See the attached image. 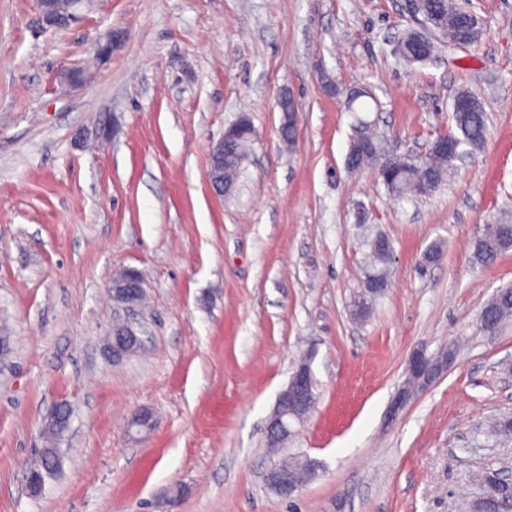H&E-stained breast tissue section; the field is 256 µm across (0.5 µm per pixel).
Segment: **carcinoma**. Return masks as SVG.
I'll return each instance as SVG.
<instances>
[{
	"instance_id": "carcinoma-1",
	"label": "carcinoma",
	"mask_w": 512,
	"mask_h": 512,
	"mask_svg": "<svg viewBox=\"0 0 512 512\" xmlns=\"http://www.w3.org/2000/svg\"><path fill=\"white\" fill-rule=\"evenodd\" d=\"M420 15L426 23L427 32L422 35L416 30L409 31L401 39L398 57L408 64H424L435 59L440 38L452 45L464 42L471 46L484 35V28L476 22L473 13L458 0H420ZM369 97L371 93L363 89L350 93L346 101L348 111H368L364 99ZM462 98L472 102V106L459 110L456 105H451V125L448 128V135L455 141L457 152L449 153L431 146L422 156L387 155L383 153L384 138L369 121L358 117L345 156L346 168L351 173L370 169L377 172L387 191L397 198L432 194L445 182L448 173L455 167L458 155L467 153L469 148L480 147L487 137V115L482 100L470 89H461L454 96L456 100ZM280 108L285 112L281 125L282 140L291 145L296 134L295 124L291 121L293 109L286 98L281 101ZM240 122L241 135L224 148L227 157L224 187L228 196L235 192L242 164L256 139L250 119L243 117ZM509 248H512V224H493L474 242V258L481 265H489ZM511 317L512 286L496 291L483 307L480 320L483 328L494 330ZM60 434L62 427L58 422L43 431V446L38 452L39 464L34 471L50 472L56 468L55 439ZM279 465L287 468L290 479L299 485L311 480L304 457H287Z\"/></svg>"
}]
</instances>
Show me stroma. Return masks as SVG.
Returning a JSON list of instances; mask_svg holds the SVG:
<instances>
[{"instance_id": "obj_1", "label": "stroma", "mask_w": 512, "mask_h": 512, "mask_svg": "<svg viewBox=\"0 0 512 512\" xmlns=\"http://www.w3.org/2000/svg\"><path fill=\"white\" fill-rule=\"evenodd\" d=\"M469 8L478 44L409 65L393 53L421 23L406 0H84L62 31L40 29L35 0H0V512H471L485 471L512 474V437L494 431L512 417V321L479 318L512 286V249L473 256L485 225L512 223V0ZM115 30L122 45L90 66ZM361 88L396 152L425 153L461 88L487 140L431 195L390 197L345 168ZM243 115L257 140L222 197L208 148ZM99 121L108 143L81 148ZM378 236L387 286L359 319ZM125 269L143 279L145 344L116 364L109 287ZM419 348L454 360L391 415ZM306 356L317 404L287 448L318 469L288 499L264 479L266 424ZM60 403L61 467L33 497Z\"/></svg>"}]
</instances>
